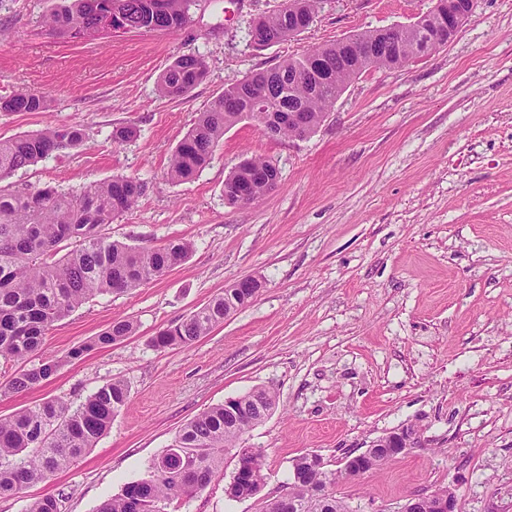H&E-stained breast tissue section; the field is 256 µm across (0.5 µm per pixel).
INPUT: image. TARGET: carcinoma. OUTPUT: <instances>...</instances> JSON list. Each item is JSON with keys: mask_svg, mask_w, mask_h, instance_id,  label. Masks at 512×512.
Instances as JSON below:
<instances>
[{"mask_svg": "<svg viewBox=\"0 0 512 512\" xmlns=\"http://www.w3.org/2000/svg\"><path fill=\"white\" fill-rule=\"evenodd\" d=\"M299 6L253 21L250 38L269 46L280 44L307 29V17L316 13L318 0H297ZM195 0H70L46 14L43 26L52 35L83 39L93 30L104 10L115 15L121 33L175 34L186 24ZM344 41L319 46L297 58L229 84L199 116L172 152L166 178L172 183L193 179L209 163L224 132L245 113L295 114L299 124L282 123L280 138L310 135L323 121L336 99L367 69L399 67L410 58L432 51L413 26L366 30ZM198 56L174 60L158 81V92L171 100L187 95L205 76ZM46 96L17 89L0 96V112H43ZM85 130L77 125H55L42 131L0 138V179L57 153L82 145ZM276 169L261 158L245 159L227 181L243 180L255 201L274 186ZM145 185L128 177L70 193L46 186L28 195L0 192V360L24 365L0 391L23 392L39 386L61 366L59 360H41L29 367L53 324L87 300L108 293H124L185 263L190 242L176 238L160 247L131 246L110 240L102 228L133 208ZM74 247L61 253V244ZM246 297L239 288H226L206 305L175 325L156 332L150 344L157 350L188 346L208 335ZM135 332L129 320H119L97 338L69 353L77 359L97 347L110 345ZM121 379L98 387L74 406L52 398L11 416L0 418V496L49 480L74 464L102 437L129 399ZM276 396L254 389L236 397L238 415L217 404L187 422L165 452L151 466L150 475L127 484L105 500L97 512H168L171 504L204 490L224 470V456L238 448L242 436L273 411ZM298 475L309 484L295 508L288 498H264L260 512H356L348 498L336 495L343 480L337 470L308 460L294 459ZM265 455L255 449L249 480L234 492L256 494L265 482ZM60 496L44 495L32 501L27 512H61Z\"/></svg>", "mask_w": 512, "mask_h": 512, "instance_id": "cac0c4a2", "label": "carcinoma"}]
</instances>
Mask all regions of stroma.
Returning a JSON list of instances; mask_svg holds the SVG:
<instances>
[{
	"mask_svg": "<svg viewBox=\"0 0 512 512\" xmlns=\"http://www.w3.org/2000/svg\"><path fill=\"white\" fill-rule=\"evenodd\" d=\"M61 0H0V95L45 92L43 112H0V137L80 125L84 144L0 180L27 194L80 190L126 176L148 186L104 228L133 246L190 241V258L125 293L98 295L56 322L37 359H56L40 387L0 393V416L59 397L79 404L123 379L130 390L109 430L74 465L20 493L0 512L62 498L96 512L148 476L190 419L262 388L272 414L244 448L266 453L260 496L230 497L236 460L170 512H258L292 481L306 452L336 469L343 452L415 424L422 447L339 485L359 512H396L442 485L459 512H512V0H478L447 47L352 81L308 138H271L251 120L229 128L195 179L173 183L171 152L225 86L352 34L409 24L433 0H321L314 23L263 50L253 19L282 0H198L176 34L84 41L48 35L39 20ZM200 56L203 80L184 98L159 95L180 55ZM121 126L137 131L112 141ZM275 165L277 184L248 205L224 200L241 161ZM256 298L188 347L150 339L236 280ZM135 333L69 359L113 321Z\"/></svg>",
	"mask_w": 512,
	"mask_h": 512,
	"instance_id": "stroma-1",
	"label": "stroma"
}]
</instances>
